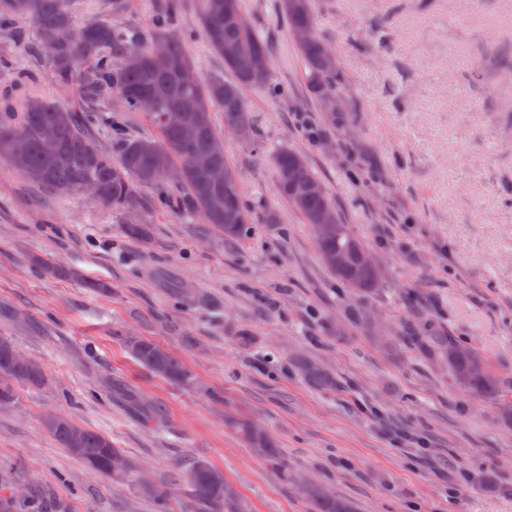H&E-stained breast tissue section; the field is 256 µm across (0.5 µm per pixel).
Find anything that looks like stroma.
Segmentation results:
<instances>
[{"instance_id":"35a3bbf8","label":"stroma","mask_w":512,"mask_h":512,"mask_svg":"<svg viewBox=\"0 0 512 512\" xmlns=\"http://www.w3.org/2000/svg\"><path fill=\"white\" fill-rule=\"evenodd\" d=\"M270 45V80L247 91L261 144L229 137L243 198L256 215L244 238L141 193L148 240L126 218L75 193L59 198L0 159V336L38 361L45 386L0 404V479L47 512H155L128 486L89 470L43 430L47 411L108 435L169 485L172 512H194L184 473L206 460L250 512H316L303 482L358 512H512V423L464 395L409 335L468 339L512 400V0H312L347 110L329 126L280 0H242ZM109 0H77L76 24L108 16ZM164 0H127L113 24L148 42ZM178 0L174 27L199 74L226 77L198 21ZM0 33V90L23 75L31 92L76 110L32 50L36 30ZM304 155L339 213L384 267L358 295L323 264L309 225L276 192L270 152ZM73 269L46 277L32 261ZM203 305L183 306L176 288ZM121 328L181 357L202 385L174 387L113 337ZM306 357L331 390L296 368ZM261 427L299 481L250 447L228 417Z\"/></svg>"}]
</instances>
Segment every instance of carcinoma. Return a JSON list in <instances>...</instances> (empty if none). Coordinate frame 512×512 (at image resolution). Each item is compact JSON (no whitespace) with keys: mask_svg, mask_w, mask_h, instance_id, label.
Wrapping results in <instances>:
<instances>
[{"mask_svg":"<svg viewBox=\"0 0 512 512\" xmlns=\"http://www.w3.org/2000/svg\"><path fill=\"white\" fill-rule=\"evenodd\" d=\"M282 9L291 29H314L311 0H283ZM243 13L241 0H203L200 23L209 48L224 60L233 79L199 80L191 85L181 82V74L196 69L195 62L181 40L171 31L174 11L161 14L155 21L151 45L136 46L137 37L110 19L90 21L76 27L72 0H0V28L17 18L30 20L50 80L60 88L80 89L84 120L76 112L17 84L0 94V158L11 164L28 180L48 191L67 196L80 190L87 181L99 187L94 204L126 214L139 206L143 188L154 191L157 205L186 214H196L222 236L242 237L255 223L246 206L236 168L224 150L213 149L216 131L211 112L224 113V122L235 121L238 139L255 145L250 109L245 91L269 85L270 53L252 28L239 24ZM304 58L309 88L327 112H337L336 88L344 76L331 62L329 47L316 35L296 43ZM137 54L140 64L133 67L128 57ZM261 57L266 67L254 69L250 61ZM112 112H138L156 132L154 138L122 139L121 158L94 143L93 125L97 118ZM52 139L58 149L44 150ZM276 172L278 196L299 213L304 223L315 225L317 217L328 212L343 232L313 230L315 243L326 268L347 288L358 293L373 291L374 272L356 256L361 243L352 227L342 220L326 187L310 193L288 184V170L296 164L305 167L310 179L322 180L300 153L281 147L271 153ZM178 167L183 179L172 181L166 171ZM221 168L230 188L214 184L209 170ZM411 344L448 365L458 387L467 395L496 405L502 418L512 421V404L502 399V380L483 356L466 340L454 336H411ZM124 342L132 357L145 369L187 390L198 388L196 378L183 359L152 341ZM297 367L314 385H336L328 372L311 360L302 358ZM45 383L43 367L31 364L17 354L10 336H0V401H8L17 385L39 388ZM46 432L61 448L80 459L89 469L127 484L138 494L151 499L157 512H170L166 487L141 483L140 467L129 461L104 434L88 429L63 415L54 425L43 424ZM236 427L245 441L264 450L268 458L288 475L278 449L264 431L250 422ZM199 512H248L223 473L206 461L193 463L187 473ZM314 501L316 512H355L351 502L340 499L323 487L304 486Z\"/></svg>","mask_w":512,"mask_h":512,"instance_id":"obj_1","label":"carcinoma"}]
</instances>
